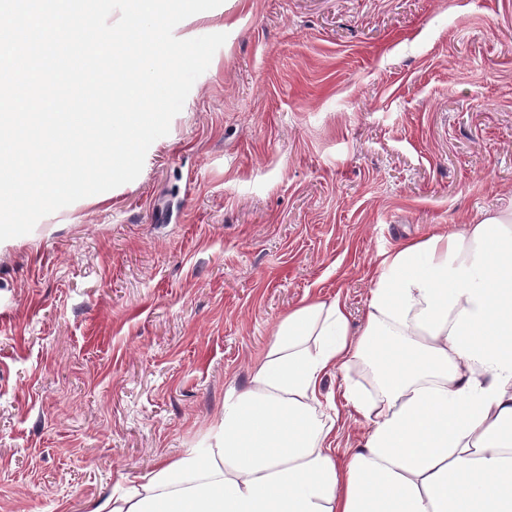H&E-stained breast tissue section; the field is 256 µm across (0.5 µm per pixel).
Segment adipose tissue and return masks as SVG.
<instances>
[{"label": "adipose tissue", "mask_w": 512, "mask_h": 512, "mask_svg": "<svg viewBox=\"0 0 512 512\" xmlns=\"http://www.w3.org/2000/svg\"><path fill=\"white\" fill-rule=\"evenodd\" d=\"M366 428L339 467L341 415ZM91 512H512V207L383 251L364 324L341 297L290 310L228 387L205 447L162 460ZM343 373L334 372L324 381L325 393L332 396L342 411L344 421L341 431L336 435L332 447L335 448L336 460L344 466L353 453L357 450L365 433L362 420L350 407L346 406L341 395Z\"/></svg>", "instance_id": "1"}]
</instances>
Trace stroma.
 <instances>
[{
    "instance_id": "stroma-1",
    "label": "stroma",
    "mask_w": 512,
    "mask_h": 512,
    "mask_svg": "<svg viewBox=\"0 0 512 512\" xmlns=\"http://www.w3.org/2000/svg\"><path fill=\"white\" fill-rule=\"evenodd\" d=\"M141 174L0 248V512L200 446L280 319L512 206V0H224Z\"/></svg>"
}]
</instances>
